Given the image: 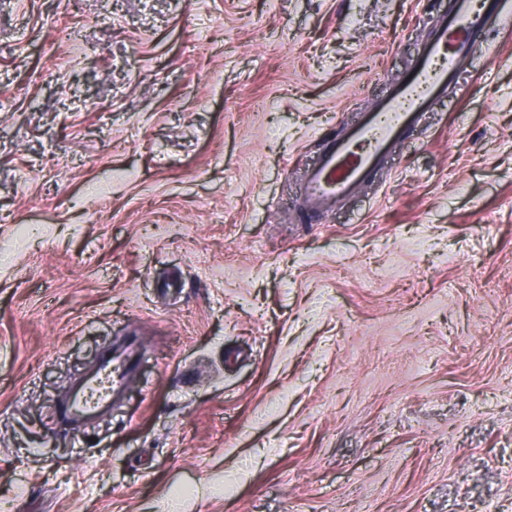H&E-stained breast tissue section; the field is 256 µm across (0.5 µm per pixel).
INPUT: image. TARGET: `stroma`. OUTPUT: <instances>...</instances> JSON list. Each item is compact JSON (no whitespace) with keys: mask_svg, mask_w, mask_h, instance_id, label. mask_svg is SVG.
Instances as JSON below:
<instances>
[{"mask_svg":"<svg viewBox=\"0 0 512 512\" xmlns=\"http://www.w3.org/2000/svg\"><path fill=\"white\" fill-rule=\"evenodd\" d=\"M447 2L0 0V512H512V38L295 203ZM120 358L112 356V352L103 355L59 405V413L72 431L90 425L111 410L116 392L123 389L137 364L132 353L121 361Z\"/></svg>","mask_w":512,"mask_h":512,"instance_id":"35a3bbf8","label":"stroma"}]
</instances>
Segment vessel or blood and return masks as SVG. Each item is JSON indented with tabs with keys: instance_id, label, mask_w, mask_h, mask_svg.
I'll list each match as a JSON object with an SVG mask.
<instances>
[{
	"instance_id": "obj_1",
	"label": "vessel or blood",
	"mask_w": 512,
	"mask_h": 512,
	"mask_svg": "<svg viewBox=\"0 0 512 512\" xmlns=\"http://www.w3.org/2000/svg\"><path fill=\"white\" fill-rule=\"evenodd\" d=\"M501 19V0H448L436 33L421 42L401 84L313 158L299 186V205L313 212L330 211L370 180L389 146L443 101L449 88L461 87L467 64L488 51L485 30L499 26ZM136 364L131 355L123 359L103 355L58 407L71 429L90 425L110 411L116 392L123 389Z\"/></svg>"
}]
</instances>
